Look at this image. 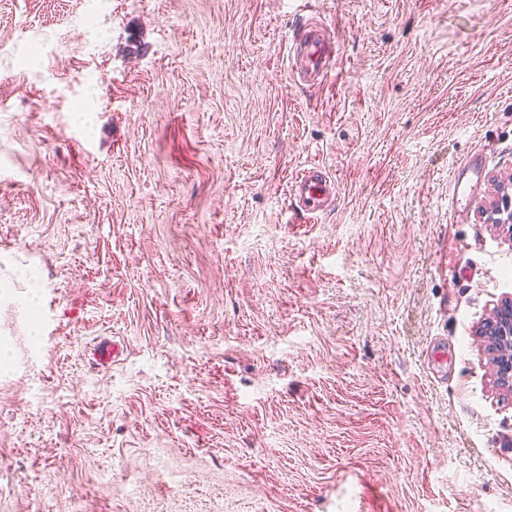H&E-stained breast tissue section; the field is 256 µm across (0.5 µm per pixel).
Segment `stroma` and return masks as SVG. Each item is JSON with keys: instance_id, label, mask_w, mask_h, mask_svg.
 <instances>
[{"instance_id": "stroma-1", "label": "stroma", "mask_w": 512, "mask_h": 512, "mask_svg": "<svg viewBox=\"0 0 512 512\" xmlns=\"http://www.w3.org/2000/svg\"><path fill=\"white\" fill-rule=\"evenodd\" d=\"M510 174L512 0H0V512H512ZM326 36V29L313 23H303L298 30L289 53L301 80L322 81L331 72L334 59ZM487 161V152H478L466 158L453 171L450 180V197L448 198L449 223H458L461 212L460 203L473 196L481 187L482 171ZM308 166L296 173L289 195L301 213L315 217L324 211L335 187L319 167ZM483 217L487 224H495L503 232L506 230L512 240V176L497 180L495 193ZM483 336L489 341L495 381L501 389L512 391V298L497 303L485 322Z\"/></svg>"}]
</instances>
